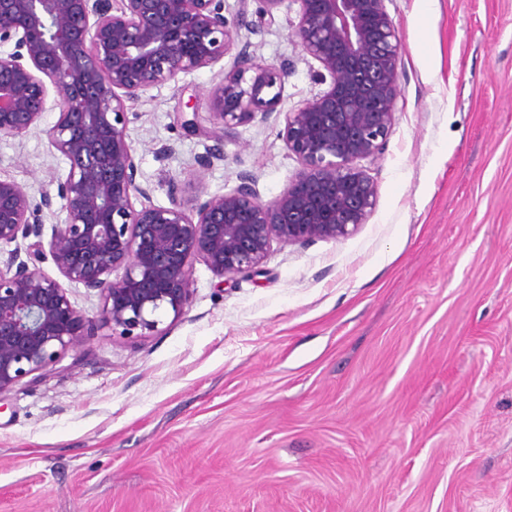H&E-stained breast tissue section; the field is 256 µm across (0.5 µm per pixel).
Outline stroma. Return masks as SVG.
<instances>
[{
	"mask_svg": "<svg viewBox=\"0 0 512 512\" xmlns=\"http://www.w3.org/2000/svg\"><path fill=\"white\" fill-rule=\"evenodd\" d=\"M387 0L402 45L396 124L365 168L366 224L274 245L250 273L194 266L180 319L100 329L0 394V512H512V0ZM257 62L288 68L279 114L213 140L174 116L232 57L129 103L154 204L172 185L262 201L298 168L281 114L323 90L291 34L225 0ZM44 113L0 136V177L33 199L64 165Z\"/></svg>",
	"mask_w": 512,
	"mask_h": 512,
	"instance_id": "35a3bbf8",
	"label": "stroma"
}]
</instances>
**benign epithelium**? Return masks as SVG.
<instances>
[{"instance_id":"1","label":"benign epithelium","mask_w":512,"mask_h":512,"mask_svg":"<svg viewBox=\"0 0 512 512\" xmlns=\"http://www.w3.org/2000/svg\"><path fill=\"white\" fill-rule=\"evenodd\" d=\"M256 2L270 23L298 5L293 34L328 87L283 113L280 135L299 168L279 196L262 201L244 174L188 209L178 188L160 206L137 182L127 103L231 53L237 22L225 0H0V136L24 135L56 109L46 135L66 165L56 177L64 218L46 244L51 198L37 202L0 179V244H15L0 259V394L100 328L138 338L159 332L162 313L182 317L198 261L231 277L257 269L275 242L344 239L367 222L377 189L362 162L381 155L398 112L400 42L386 0ZM287 76L245 46L236 53L208 95L216 131L200 166L224 160L225 133L278 111ZM191 109L190 118L178 113L181 127L205 132ZM47 259L98 294L95 315L44 273Z\"/></svg>"}]
</instances>
